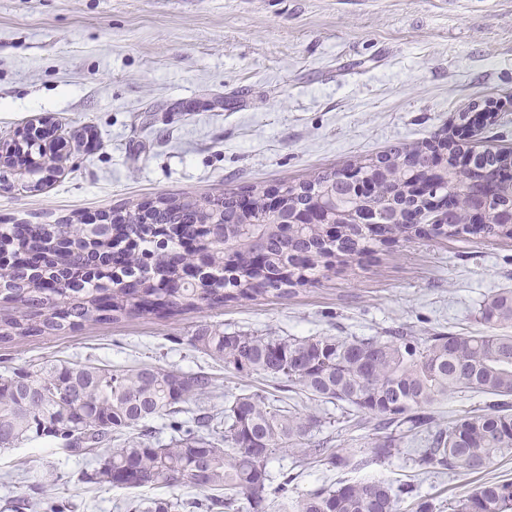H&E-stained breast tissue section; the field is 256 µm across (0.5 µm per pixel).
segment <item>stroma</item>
<instances>
[{
    "label": "stroma",
    "mask_w": 512,
    "mask_h": 512,
    "mask_svg": "<svg viewBox=\"0 0 512 512\" xmlns=\"http://www.w3.org/2000/svg\"><path fill=\"white\" fill-rule=\"evenodd\" d=\"M490 102L501 107L492 126L479 119ZM34 125L64 145L52 175L0 189V224L297 184L438 133L512 149V0H0V143ZM502 288L512 289V239L414 238L285 297L0 342V375L45 360L151 364L211 372L222 396L298 401L272 379L224 368L190 336L202 326L290 338L479 333L480 302ZM315 408L334 449L366 448L373 432L349 428L346 404ZM269 467L295 474L300 493L342 480L410 484L441 512L483 482L512 481V459L477 476L428 474L405 449L358 470L288 451ZM49 468L63 512L200 496L86 482L85 459L42 439L0 453V512Z\"/></svg>",
    "instance_id": "obj_1"
}]
</instances>
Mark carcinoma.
Returning <instances> with one entry per match:
<instances>
[{"mask_svg": "<svg viewBox=\"0 0 512 512\" xmlns=\"http://www.w3.org/2000/svg\"><path fill=\"white\" fill-rule=\"evenodd\" d=\"M436 148L394 146L382 159L395 182L378 184L358 206L362 223L332 236L319 224H274L266 191H248L247 210L236 192L222 198L160 197L155 206L126 205L117 223L6 224L0 233V296L14 304L0 313V342H20L52 332L73 331L126 316L164 315L212 309L269 293L286 296L312 284L336 263L359 260L380 246L414 236L480 235L512 239V224L500 222L512 209V151L487 149L458 169L441 161ZM14 164L29 174L43 169L28 150L14 148ZM456 199L455 223L438 224L428 201L410 191L409 171ZM340 172L323 171L299 184H284L288 209L309 204ZM482 195L488 222L462 223L470 194ZM208 213L212 224L200 223ZM478 319L490 333L436 332L412 336H313L288 338L204 327L190 345L239 373L265 375L301 390L311 401L353 408L351 427L372 423L377 437L370 459L385 461L420 432L415 449L422 469L474 474L512 456V289L485 298ZM469 392L495 397L441 427L436 406ZM216 397L214 376L153 365L112 367L42 363L0 377V451L53 437L74 456L91 453L113 436L136 430L97 455L89 482L119 488L189 487L205 493L194 507L205 512H434L430 499L410 487L393 489L363 480L321 486L294 495L295 477L282 471L273 481L268 464L278 451L334 468L357 467L356 459L312 439L323 418L306 405L268 401L243 391L224 410L206 403ZM168 421L167 443L147 423ZM18 501V512H36L47 486ZM181 500H142L131 512H179ZM452 512H512V482L485 483L459 497Z\"/></svg>", "mask_w": 512, "mask_h": 512, "instance_id": "1", "label": "carcinoma"}]
</instances>
